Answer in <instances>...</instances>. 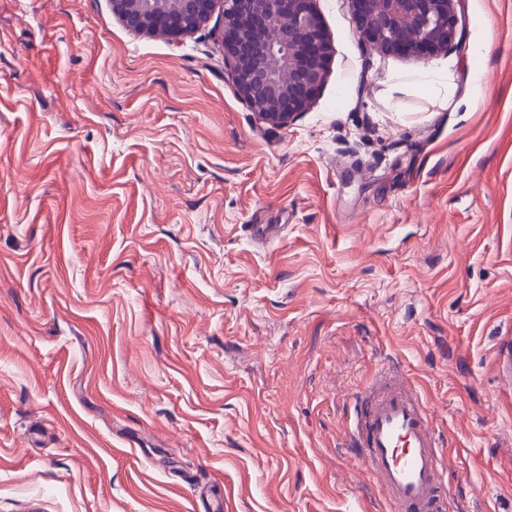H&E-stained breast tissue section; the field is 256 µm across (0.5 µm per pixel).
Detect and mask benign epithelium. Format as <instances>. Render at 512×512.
I'll return each instance as SVG.
<instances>
[{"instance_id": "obj_1", "label": "benign epithelium", "mask_w": 512, "mask_h": 512, "mask_svg": "<svg viewBox=\"0 0 512 512\" xmlns=\"http://www.w3.org/2000/svg\"><path fill=\"white\" fill-rule=\"evenodd\" d=\"M316 0H110L134 34L172 42L203 26L222 4L224 67L261 123L286 126L327 74L330 43ZM362 40L386 56L437 55L458 44L455 0H351Z\"/></svg>"}]
</instances>
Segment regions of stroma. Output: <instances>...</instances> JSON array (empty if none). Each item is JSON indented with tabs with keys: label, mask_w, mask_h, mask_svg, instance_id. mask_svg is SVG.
Masks as SVG:
<instances>
[{
	"label": "stroma",
	"mask_w": 512,
	"mask_h": 512,
	"mask_svg": "<svg viewBox=\"0 0 512 512\" xmlns=\"http://www.w3.org/2000/svg\"><path fill=\"white\" fill-rule=\"evenodd\" d=\"M316 8L326 80L274 126L221 11L0 0V512H387L343 446L387 358L459 512H512V0L429 59Z\"/></svg>",
	"instance_id": "stroma-1"
}]
</instances>
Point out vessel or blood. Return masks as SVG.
Masks as SVG:
<instances>
[{"label": "vessel or blood", "instance_id": "vessel-or-blood-1", "mask_svg": "<svg viewBox=\"0 0 512 512\" xmlns=\"http://www.w3.org/2000/svg\"><path fill=\"white\" fill-rule=\"evenodd\" d=\"M344 446L375 478L390 512H457L444 442L400 363L383 361L375 390L354 397Z\"/></svg>", "mask_w": 512, "mask_h": 512}]
</instances>
